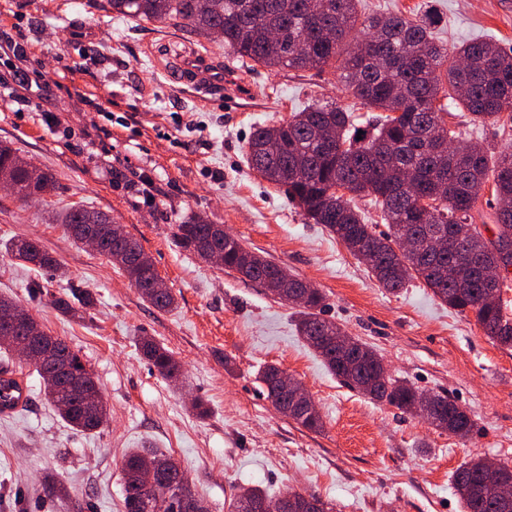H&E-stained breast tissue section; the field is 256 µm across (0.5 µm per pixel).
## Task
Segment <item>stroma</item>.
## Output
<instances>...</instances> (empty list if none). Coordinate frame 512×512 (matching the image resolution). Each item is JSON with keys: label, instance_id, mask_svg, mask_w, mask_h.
I'll return each mask as SVG.
<instances>
[{"label": "stroma", "instance_id": "obj_1", "mask_svg": "<svg viewBox=\"0 0 512 512\" xmlns=\"http://www.w3.org/2000/svg\"><path fill=\"white\" fill-rule=\"evenodd\" d=\"M364 14L432 13L440 45L471 38L512 46V0H363ZM223 63L248 90L227 111L168 78L185 52ZM350 107L333 69L243 63L224 42L96 8L93 0H0V143L54 174V190L21 201L0 188V295L20 302L94 374L109 411L92 432L66 425L26 368L29 398L0 413V512H61L46 479L88 512H123L121 461L134 448L173 457L209 512L238 486L270 496L313 493L334 512H462L455 471L476 456L512 465V349L414 281L380 288L283 187L246 161L254 128L314 102ZM153 203H144L143 192ZM104 212L142 245L177 299L154 308L104 257L73 242L55 213ZM199 216L303 278L323 314L376 348L390 374L447 392L475 422L459 439L373 402L332 375L297 336L291 305L179 248L177 224ZM17 237L38 239L55 271L11 259ZM80 288L94 306L62 314L52 296ZM152 337L182 366L168 381L143 356ZM278 364L301 383L323 428L306 430L267 400L259 374ZM207 415H199L194 401Z\"/></svg>", "mask_w": 512, "mask_h": 512}]
</instances>
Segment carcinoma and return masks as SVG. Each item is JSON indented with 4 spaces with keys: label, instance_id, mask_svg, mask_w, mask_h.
<instances>
[{
    "label": "carcinoma",
    "instance_id": "carcinoma-1",
    "mask_svg": "<svg viewBox=\"0 0 512 512\" xmlns=\"http://www.w3.org/2000/svg\"><path fill=\"white\" fill-rule=\"evenodd\" d=\"M313 0H106L112 11L141 20L160 21L179 30L209 36L223 32L224 47L238 59L266 68L324 69L339 71L351 95L367 109L380 113L369 128L358 134L356 117L334 103L308 105L272 126L258 127L246 149L247 162L268 182L286 188L288 199L307 219L322 224L358 259L372 277L390 293H397L413 280L420 281L448 307L471 313L476 324L493 343L512 348V317L505 312L509 301L503 289L512 287L505 274L496 285L497 300L485 302L484 271L512 267V209L495 207V239L482 238L474 223V208L493 172V201L512 204V149L498 154L489 166V149L475 148L448 125V101H453L479 123L504 129L512 125V48L473 39L455 47L454 55L435 41L425 18L379 13L359 20V0H318L320 13L310 8ZM372 46L376 62H366L355 53L359 43ZM402 111L400 117L394 116ZM14 184L23 200L34 193L55 188V177L0 143V176ZM344 185L351 198L336 195L333 187ZM418 193L432 200L418 215L408 211L409 198ZM371 197L388 224L376 232L365 222L355 196ZM76 243L84 236L100 240L98 254L128 277L142 298L159 310H169L176 298L168 288L154 287L160 279L156 269L141 270L130 255L142 250L131 236L114 243V221L107 214L72 206L55 216ZM448 229L456 247L442 255L419 257L400 251L401 242L412 238L425 243L435 227ZM178 246L201 258L212 246H224L219 230L204 219L192 217L176 225ZM11 255L44 269L57 266L56 259L31 238L11 241ZM278 264L239 243L224 254V269L239 274L269 290L278 288ZM277 299L297 307L296 332L305 345L321 358L325 367L349 387L409 415H416L420 396L408 383L385 374L382 357L372 347L352 340L355 358H342L331 339L345 332L322 317L325 297L317 288L291 276L288 288ZM54 306L64 314L85 312L94 304L92 293L71 292L56 297ZM40 336L65 352L70 375L98 388L93 373L79 355L57 336L38 326ZM143 355L160 375L176 379L181 365L169 350L155 340L140 338ZM48 401L70 426L82 431L99 428L107 418L103 400L94 405L68 395L51 373L33 365ZM282 369L267 365L262 382L267 399L284 416L310 431L323 427L317 409L291 407L280 381ZM441 417L430 424L448 434L466 438L473 430L470 414L445 393L433 394ZM155 463L156 484L165 487L178 476L184 482L172 492L170 512H182L181 499L196 497L186 472L170 456L135 449L121 462L124 512H146L150 490L140 483L144 458ZM473 458L460 466L453 487L464 512H502L495 494L496 480L487 476ZM282 499L308 501V512H332L313 494L287 489ZM269 499L257 486H243L230 499L228 512H243L248 503Z\"/></svg>",
    "mask_w": 512,
    "mask_h": 512
}]
</instances>
